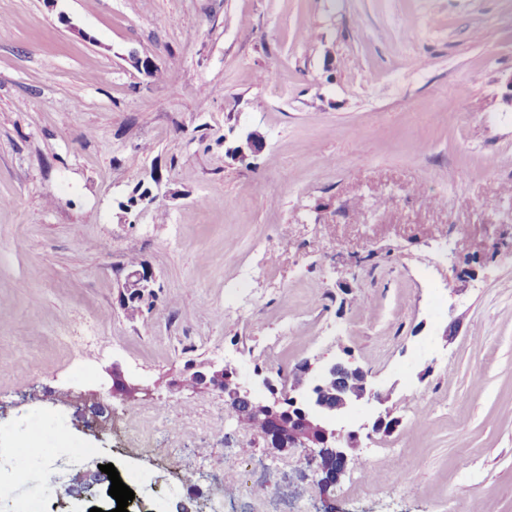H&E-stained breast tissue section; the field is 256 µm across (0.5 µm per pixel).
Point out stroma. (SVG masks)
<instances>
[{"mask_svg":"<svg viewBox=\"0 0 512 512\" xmlns=\"http://www.w3.org/2000/svg\"><path fill=\"white\" fill-rule=\"evenodd\" d=\"M132 257L156 276L135 320ZM251 259L268 280L226 289ZM283 321L282 365L343 358L390 392V434L361 429L376 404L342 422L376 494L356 462L321 489L233 417L128 447L113 366L136 402L205 412L221 393L171 381L220 349L252 381ZM34 415L44 447L91 451L55 486L9 475ZM203 457L241 472L191 512H255L260 485L264 512H512V0H0V512H72L108 463L145 479L133 512H177Z\"/></svg>","mask_w":512,"mask_h":512,"instance_id":"obj_1","label":"stroma"}]
</instances>
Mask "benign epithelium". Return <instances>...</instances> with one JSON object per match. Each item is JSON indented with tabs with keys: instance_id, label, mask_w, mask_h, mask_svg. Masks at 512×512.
<instances>
[{
	"instance_id": "7a95c632",
	"label": "benign epithelium",
	"mask_w": 512,
	"mask_h": 512,
	"mask_svg": "<svg viewBox=\"0 0 512 512\" xmlns=\"http://www.w3.org/2000/svg\"><path fill=\"white\" fill-rule=\"evenodd\" d=\"M261 145L259 136L251 132L245 144L234 149L238 158L245 160L248 152H256ZM155 278L147 264H142L126 276L125 300L154 296ZM266 395L258 398L239 381L238 371L231 366L214 362L201 366L189 376L195 388L216 390L224 394V403L232 408L240 422L252 425L256 433L272 446L313 448L312 463L320 462L324 449L334 448L346 467L354 458L360 433L357 430L336 428V422L354 413L365 404L388 401V396L377 389L372 376L349 361L334 360L323 366L315 378L308 377V367L302 364L293 370V385L280 389L271 376L256 369ZM140 385L124 378L117 365H112V394L131 398Z\"/></svg>"
}]
</instances>
